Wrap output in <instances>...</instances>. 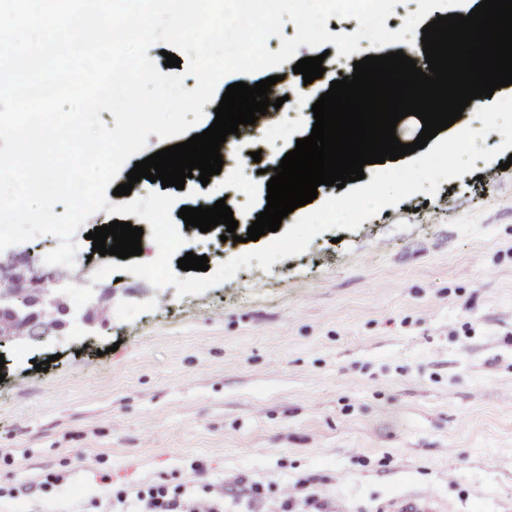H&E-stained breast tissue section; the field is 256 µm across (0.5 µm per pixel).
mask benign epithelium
Returning <instances> with one entry per match:
<instances>
[{
  "mask_svg": "<svg viewBox=\"0 0 512 512\" xmlns=\"http://www.w3.org/2000/svg\"><path fill=\"white\" fill-rule=\"evenodd\" d=\"M0 277L14 284L11 291L0 293V318L27 321L50 330L65 328L68 314L64 299L47 284L53 276L43 272L27 254L13 256L8 264L0 262Z\"/></svg>",
  "mask_w": 512,
  "mask_h": 512,
  "instance_id": "1",
  "label": "benign epithelium"
}]
</instances>
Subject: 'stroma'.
<instances>
[{
  "label": "stroma",
  "mask_w": 512,
  "mask_h": 512,
  "mask_svg": "<svg viewBox=\"0 0 512 512\" xmlns=\"http://www.w3.org/2000/svg\"><path fill=\"white\" fill-rule=\"evenodd\" d=\"M369 44L330 52L288 99L229 143L183 206L224 200L238 223L182 229L209 267L267 244L247 240L269 169L308 137L313 104L352 75ZM281 126L278 144L264 138ZM260 152V162L239 158ZM507 154L417 193L302 253L178 296L124 272L56 279L64 335L0 346V512H118L115 489L263 490L239 512H277L305 482L325 512H388L422 493L438 512H512V167ZM108 319L84 323L93 295ZM48 368L36 371L35 362ZM57 483L45 486L47 474Z\"/></svg>",
  "instance_id": "obj_1"
}]
</instances>
